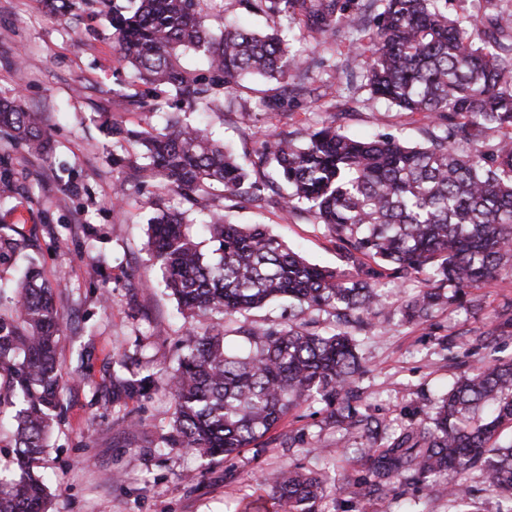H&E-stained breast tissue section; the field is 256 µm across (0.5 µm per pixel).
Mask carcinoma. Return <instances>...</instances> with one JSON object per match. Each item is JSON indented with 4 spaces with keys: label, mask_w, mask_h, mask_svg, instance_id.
I'll return each instance as SVG.
<instances>
[{
    "label": "carcinoma",
    "mask_w": 512,
    "mask_h": 512,
    "mask_svg": "<svg viewBox=\"0 0 512 512\" xmlns=\"http://www.w3.org/2000/svg\"><path fill=\"white\" fill-rule=\"evenodd\" d=\"M112 6L119 62L146 89L126 103L151 110L159 87L181 107L224 112L240 81L260 76L280 84L266 106L311 93L299 63L277 29H226L213 36L197 10L200 0H133ZM256 15H277L336 37L349 0H240ZM487 11L466 34L448 15V0H366L357 32L370 33L363 66L371 95L428 120L426 141L407 146L385 136L358 139L328 115L302 140L263 132L258 161L240 162L204 128L165 113L162 128L133 130L119 122L112 137L143 148L134 186L151 184L191 206L222 188L226 201L256 207L265 192L288 213L321 224L346 260L343 269L307 262L261 224H233L213 211L207 243L182 212L155 203L147 245L161 281L191 329L177 366L166 377L174 402L165 440L214 460L256 444L302 403L333 407L336 427L360 440L352 449L364 471L347 477L352 504L399 500L400 486L426 483L455 512H512V358L493 355L466 367L431 416L396 433L359 411L357 340L345 327L382 313L373 281L425 275L426 288L399 309L411 323L428 321L446 304L467 302L469 290L512 274V13ZM202 63L188 67L182 54ZM28 153L51 142L38 113L0 100V129ZM288 300L281 327L252 326L248 346L226 343L224 322ZM314 311L336 317L315 328ZM63 318L52 285L28 264L12 288H0V418L11 423L12 455L0 458V512H47L48 487L38 471L59 417L61 368L57 348ZM128 393L158 384L153 374L115 378ZM477 470L484 500L467 483ZM275 512H315L329 496L328 475L316 464L284 470L269 481Z\"/></svg>",
    "instance_id": "carcinoma-1"
}]
</instances>
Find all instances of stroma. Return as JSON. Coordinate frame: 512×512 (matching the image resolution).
<instances>
[{"instance_id":"1","label":"stroma","mask_w":512,"mask_h":512,"mask_svg":"<svg viewBox=\"0 0 512 512\" xmlns=\"http://www.w3.org/2000/svg\"><path fill=\"white\" fill-rule=\"evenodd\" d=\"M368 42L346 26L331 45L316 34L299 35L293 48L309 68L313 95L270 112L263 100L275 94L276 83H247L223 117L213 118L215 138L249 161L261 149L256 130L302 132L331 112L357 138L392 134L423 142L422 115L369 102L368 88L350 90L338 79L354 49H367ZM133 77L117 61L108 8L61 18L43 0H0V99L41 111L52 142L49 156L35 157L0 133V166L12 168L17 179L11 197L0 199V237L18 242L0 254V284H12L31 258L46 279L61 283L62 408L40 462L51 476L49 512H239L268 496L262 477L307 464L308 448L317 450L330 478L340 479L345 439L325 405L302 406L258 447L209 461L166 447L173 404L164 391L113 398V358H128L143 375L174 367L189 328L147 251L157 188L114 194L118 182L131 181L140 149L116 144L105 122L164 124L162 114L111 106L113 89L138 91ZM232 213L234 222L267 225L310 262L345 265L335 240L304 217L271 204H239ZM472 296L474 305H448L428 322L394 317L362 333V412L392 430L425 419L461 373L449 341L466 342L474 359L485 357L479 338L497 313L512 312V277Z\"/></svg>"}]
</instances>
